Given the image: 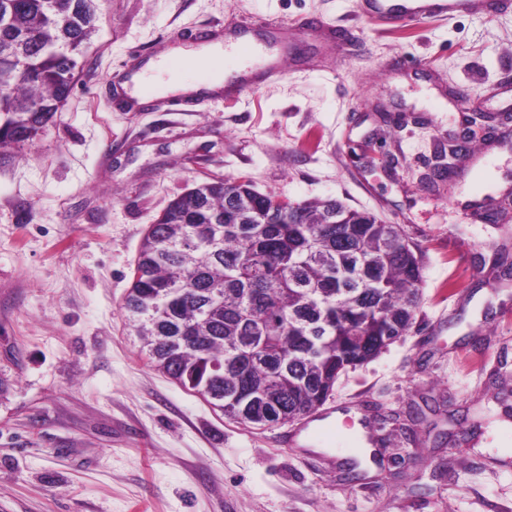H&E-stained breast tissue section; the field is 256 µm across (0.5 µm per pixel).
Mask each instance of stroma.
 I'll return each instance as SVG.
<instances>
[{
	"mask_svg": "<svg viewBox=\"0 0 512 512\" xmlns=\"http://www.w3.org/2000/svg\"><path fill=\"white\" fill-rule=\"evenodd\" d=\"M98 30L61 112L0 150V512H512V12L376 25L355 0H97ZM321 17L287 75L185 112L113 104L115 74L179 33ZM468 102L448 109L450 97ZM480 158L449 144L475 116ZM209 177L293 201L336 198L402 225L423 251L400 340L338 380L343 416L306 448L224 417L147 363L122 309L141 241ZM440 400L416 441L381 430L350 485V429ZM447 432L435 446L428 432Z\"/></svg>",
	"mask_w": 512,
	"mask_h": 512,
	"instance_id": "obj_1",
	"label": "stroma"
}]
</instances>
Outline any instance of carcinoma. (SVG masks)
I'll use <instances>...</instances> for the list:
<instances>
[{
	"mask_svg": "<svg viewBox=\"0 0 512 512\" xmlns=\"http://www.w3.org/2000/svg\"><path fill=\"white\" fill-rule=\"evenodd\" d=\"M96 22L95 0H0L1 150L53 121ZM421 281L401 225L220 179L149 226L122 309L156 370L247 426L284 425L404 335Z\"/></svg>",
	"mask_w": 512,
	"mask_h": 512,
	"instance_id": "cac0c4a2",
	"label": "carcinoma"
}]
</instances>
